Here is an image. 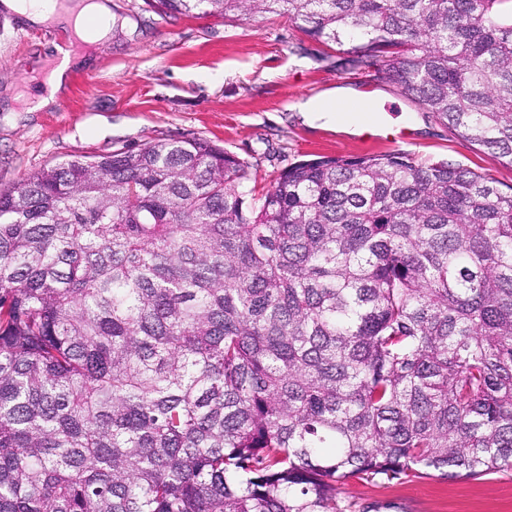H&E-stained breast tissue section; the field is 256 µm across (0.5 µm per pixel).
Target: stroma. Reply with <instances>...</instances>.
Masks as SVG:
<instances>
[{
    "label": "stroma",
    "mask_w": 512,
    "mask_h": 512,
    "mask_svg": "<svg viewBox=\"0 0 512 512\" xmlns=\"http://www.w3.org/2000/svg\"><path fill=\"white\" fill-rule=\"evenodd\" d=\"M124 18L110 41L92 46L73 68L52 108L0 111V190L30 172L74 156L142 148L161 138L199 137L248 164L258 185L317 156L358 157L404 152L444 160L512 186V166L448 129L392 84L376 93L394 112L388 128L344 131L309 124L296 102L343 89L358 93L363 70L348 55L307 37L287 17L264 14L233 22L169 16L144 0H112ZM0 12V104L35 94L54 46L71 34ZM340 496L353 512H512V471L479 478L353 480Z\"/></svg>",
    "instance_id": "stroma-1"
}]
</instances>
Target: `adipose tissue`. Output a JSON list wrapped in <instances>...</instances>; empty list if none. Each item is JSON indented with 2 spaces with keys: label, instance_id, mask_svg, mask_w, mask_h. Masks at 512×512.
<instances>
[{
  "label": "adipose tissue",
  "instance_id": "obj_1",
  "mask_svg": "<svg viewBox=\"0 0 512 512\" xmlns=\"http://www.w3.org/2000/svg\"><path fill=\"white\" fill-rule=\"evenodd\" d=\"M0 4L34 25L51 22L65 28L74 27L79 38L89 45L111 40L118 23L112 12V0H73L66 7L60 6L58 0H0ZM78 60L72 49L56 47L53 64L44 78L46 90L29 99L27 111L39 112L52 107Z\"/></svg>",
  "mask_w": 512,
  "mask_h": 512
}]
</instances>
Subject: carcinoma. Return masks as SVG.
I'll use <instances>...</instances> for the list:
<instances>
[{
  "label": "carcinoma",
  "instance_id": "obj_1",
  "mask_svg": "<svg viewBox=\"0 0 512 512\" xmlns=\"http://www.w3.org/2000/svg\"><path fill=\"white\" fill-rule=\"evenodd\" d=\"M285 15L512 165V0H146ZM200 138L0 192V512H344L512 471V187L406 153L267 190Z\"/></svg>",
  "mask_w": 512,
  "mask_h": 512
}]
</instances>
